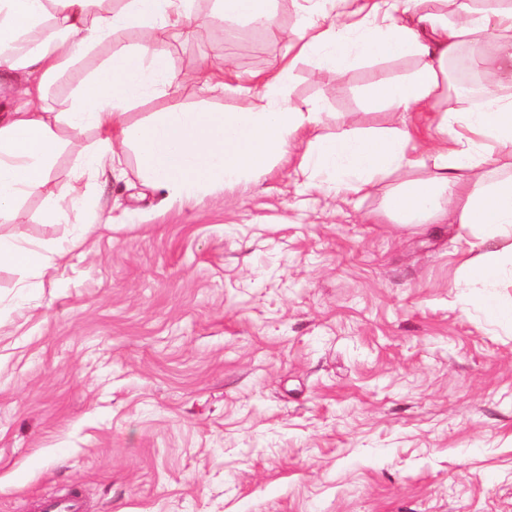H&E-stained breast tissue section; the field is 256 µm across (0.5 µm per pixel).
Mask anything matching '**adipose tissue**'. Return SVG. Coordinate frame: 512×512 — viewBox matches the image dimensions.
Instances as JSON below:
<instances>
[{
	"label": "adipose tissue",
	"instance_id": "obj_1",
	"mask_svg": "<svg viewBox=\"0 0 512 512\" xmlns=\"http://www.w3.org/2000/svg\"><path fill=\"white\" fill-rule=\"evenodd\" d=\"M195 0H0V65L23 73L11 112L0 117V222L10 220L22 200L38 195L47 217L97 224L101 208L81 186L60 195L49 189L57 156L71 150L77 178L113 170L127 149L140 159L142 181L177 197L233 183L264 171L304 137L302 173L319 176L337 194H358L388 183L387 215L407 224L454 220L473 228L479 261H465L470 278L497 284L512 271V177L478 179L488 146L512 148V91H487L480 107H455L448 93L447 62L464 39L481 32L483 17L466 11L456 28L442 14L418 10L419 0H322L333 21L311 19L289 47L291 60L263 78L257 104L246 112L172 108L139 123L127 111L139 100L167 94L175 75L159 33L189 28L198 15ZM269 0H214L225 20L244 19L277 29ZM413 11L411 23L398 15ZM493 14L503 38L493 54L478 53L486 70L512 72V0H498ZM142 34L128 51L113 53L77 87L68 111L41 106L42 91L80 55L123 30ZM411 56L419 67L407 76L377 78L369 90L372 107L399 111L404 120L379 133L350 130L323 134L317 104L293 106L283 95L296 60L309 58L343 77L354 60ZM433 113L439 136L427 146L415 141L405 117ZM93 128V145L66 140L62 128ZM61 249L20 236L0 237V266L45 275Z\"/></svg>",
	"mask_w": 512,
	"mask_h": 512
}]
</instances>
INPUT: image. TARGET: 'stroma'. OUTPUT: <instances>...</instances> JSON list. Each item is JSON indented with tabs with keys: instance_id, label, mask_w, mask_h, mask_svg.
Returning <instances> with one entry per match:
<instances>
[{
	"instance_id": "1",
	"label": "stroma",
	"mask_w": 512,
	"mask_h": 512,
	"mask_svg": "<svg viewBox=\"0 0 512 512\" xmlns=\"http://www.w3.org/2000/svg\"><path fill=\"white\" fill-rule=\"evenodd\" d=\"M277 34L207 18L165 34L177 84L132 106L242 112L234 92L276 72L316 0H273ZM123 31L66 68L61 112ZM335 79L298 61L288 102L326 133L395 125L367 109L376 73ZM226 89L202 93L201 67ZM295 140L265 172L183 198L146 187L135 152L89 184L111 222L55 223L25 199L0 236L65 258L34 278L0 269V512L83 492L89 512H512V324L488 319L460 270L459 224H396L384 187L309 185Z\"/></svg>"
}]
</instances>
